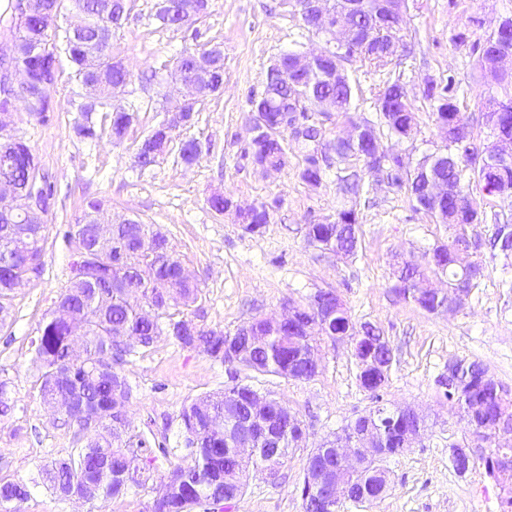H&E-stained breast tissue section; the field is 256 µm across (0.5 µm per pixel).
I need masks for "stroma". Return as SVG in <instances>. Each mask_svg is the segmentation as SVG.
<instances>
[{
  "instance_id": "stroma-1",
  "label": "stroma",
  "mask_w": 512,
  "mask_h": 512,
  "mask_svg": "<svg viewBox=\"0 0 512 512\" xmlns=\"http://www.w3.org/2000/svg\"><path fill=\"white\" fill-rule=\"evenodd\" d=\"M155 2L131 0L130 15L115 38L131 78L114 104L141 107L121 143L107 133L94 140L75 134L79 115L69 106L71 69L66 64L48 91L49 121L28 112L20 100L12 110L14 134L39 156L57 192L44 216V270L15 290L12 323L0 330V381L8 386L12 406L10 415L0 419V478L29 480L40 465L73 446L72 428L38 394L30 340L69 284L68 226L87 200L98 198L107 204L104 220L138 218L168 235L201 290L197 302L184 310L197 325L232 332L251 318L280 315L284 304L305 303L322 289L336 291L354 323L374 324L387 336L394 360L384 398L420 409L428 416V427L411 448L388 459L387 496L373 506L346 503L343 512H503L499 490L484 469L462 476L449 462L452 448L469 441L471 427L451 410L439 380L447 375L449 360L468 358L485 364L512 390V290L501 285L504 258L486 245L477 251L482 277L458 312L433 315L404 300L395 291V258L421 254L450 234L446 225L417 208L406 188L388 184L383 174L354 159L326 169L321 186L314 189L300 176L303 154L277 173L255 168L245 154L249 101L263 93L269 66L296 43L309 49L326 45L323 36L304 31L294 0H212L207 16L180 30L158 26L152 18ZM505 15H512V0H409L402 33L411 54L399 73L417 128L407 138H382L383 149L414 161L443 150L425 97L429 81H454L468 121L478 116L489 89L502 99L512 96V90L496 88L480 69L476 49ZM461 31L467 40L459 44L454 37ZM207 43L224 49V87L200 101L190 123L175 132L179 139H198L199 159L187 165L172 150L151 168L140 169L135 163L139 145L162 119L164 103L178 95L171 79L173 59L185 48ZM347 73L356 84L357 108L351 116L334 112L325 120L329 141L346 134L351 123L379 119L374 97L381 76L355 63ZM352 170L359 171L368 199L345 191L341 179ZM215 194L243 207L265 204L269 224L251 234L234 213L215 215L208 204ZM350 208L356 209L360 223L355 257L307 243L306 225L334 220ZM123 372L132 389V432L152 434L168 449L155 456L153 480L106 502L57 503L38 488L24 512H144L156 495L157 478L191 461L178 439L182 407L236 383L296 412L307 440L276 480L251 474L245 493L228 512H303L298 485L307 450L372 406L356 380L350 350L328 343L322 346L316 376L308 380L231 367L166 338L130 359Z\"/></svg>"
}]
</instances>
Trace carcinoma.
Returning <instances> with one entry per match:
<instances>
[{
	"label": "carcinoma",
	"instance_id": "cac0c4a2",
	"mask_svg": "<svg viewBox=\"0 0 512 512\" xmlns=\"http://www.w3.org/2000/svg\"><path fill=\"white\" fill-rule=\"evenodd\" d=\"M41 11L24 14L23 0H11L10 17L14 22L12 40L16 45L13 57L0 61L4 67L14 66L27 76V93L31 99V111L45 116L50 111L48 99L42 96L43 88L56 82L52 61L66 58L71 65L69 103L73 111L82 116L75 124L76 134L83 139H94L103 131H109L112 140L122 141L134 122L130 110L114 107L113 98L125 92L130 81L127 66L120 56L114 38L122 28L131 9L128 0H43ZM211 0H157L153 19L161 26L181 29L207 16ZM70 9L87 16V26L75 33L70 28L56 25L59 15ZM406 9V0H364L362 18L358 27L370 28L366 39L352 29L345 44L326 51L320 62V75L302 79L295 73L292 85L282 91L277 85V70L291 65V59L279 57L267 72L266 90L271 92L265 106L268 125L264 135L250 138L245 155L253 163L287 168L290 163L288 143L281 135L283 113H304L309 107L330 99L336 103V111L348 114L355 108L356 88L350 79L341 80L337 68L359 62L376 72L386 74V80L376 94L375 106L381 122L361 123L362 136L351 143L331 146L336 163L342 164L355 158L363 160L370 170L382 169L391 184L408 188L416 204L438 224L451 230L448 241L433 247L419 259L404 260L398 266L397 279L408 282L427 280L430 273L446 278L448 287L471 275L472 284L481 277V265L471 253L457 247L459 234L467 218L459 202L471 199L470 187L477 186L488 196L512 198V163L495 173L492 181L482 178L484 157L472 151L457 152L459 143L477 144L467 122L460 115L456 103L454 83L440 87L430 82L425 97L433 101L434 120L447 126L442 136L445 152L426 154L417 162L403 155L383 152L374 158L364 155L363 142L373 139L380 142L382 136L409 137L417 123L415 113L404 92L400 77L391 68L401 64V58L409 55V48L401 34V28L391 25V10ZM512 51V28H492L479 46V64L498 84H512V71L490 69L489 58L500 50ZM210 54L217 59L219 71L214 79L224 76V50L213 45L197 52L186 53L176 61L172 74L185 78L193 73L194 58ZM482 121L489 122L497 112L505 113L496 124L497 129L512 136V98L503 100L488 94L483 101ZM177 125L162 119L151 134L144 139L138 153L137 165L145 170L154 166L158 151H163L172 141ZM324 139L323 128L310 122V128L297 137V143L306 150V166L301 178L309 186L321 185L325 169L331 167L329 156L319 147ZM201 153L195 139L180 142L178 158L186 164L195 161ZM7 174L16 182H27L31 188H41L40 195L49 199L55 195V186L28 143L15 135L0 138V175ZM448 185V199L437 205L426 196L429 182ZM101 199H90L77 222L70 225L66 237L71 255L79 264H69L70 275L82 274L98 283L101 294L116 293L114 283L123 271L114 266L112 250L93 247L94 221L103 210ZM238 217L249 233H258L270 222L265 206L238 211ZM307 242L323 250L334 251L342 256H353L359 243V222L356 210H343L336 220L328 224H308ZM112 240L128 250H138L154 267V277L142 286L145 302L155 307L153 320L137 318L140 302L116 299L110 306L99 304L89 288H80L75 282L62 290L54 305H64L72 313L66 320L49 313L31 340L34 361L39 375L36 380L40 396L55 405L56 410L76 427L78 446L60 458L42 465L37 476L29 482L0 480V512H22V505L39 485L49 489L53 497L65 501L78 492L82 485L93 483L98 487V497L103 500L118 497L131 487H142L150 479L154 457L148 453L151 441L143 433L133 434L128 420V406L132 390L122 373L127 358L151 348L162 336L184 348L196 350L212 359L224 362V337L226 333L202 326L190 330L187 319L180 316V308L194 303L200 294L197 285L180 276L176 261L162 255L169 246L166 235L153 225L131 219L118 224L112 230ZM491 249L504 258L512 256V224L495 225L489 239ZM43 266L28 267L16 264L8 269L0 267V328L11 318L12 293L6 285L11 280H27L42 272ZM349 332L367 346L368 352L385 364H393L390 341L381 331L367 323L352 322L344 303L335 305V314L324 333L313 338L315 342L328 343L338 332ZM83 341L87 354L81 361L69 356V348L76 341ZM308 340L293 327L282 328V335L270 337L264 346L248 349L244 368L284 379L307 380L315 376L308 361L303 358ZM462 365L456 376L444 383V396L456 399V386L469 384L472 397L481 403V410L470 416V421L486 446V455L470 464L469 470L479 464L489 465L499 458H511L512 448L495 444L493 429L512 418V401L499 395L491 384H482L488 368L480 361L461 359ZM390 372H378L364 379L357 377L359 386L370 393L375 406L383 405V390L388 384ZM237 419L250 423L255 418L248 386H237ZM224 415V393L199 397L183 406L180 412L182 444L189 449L192 463L175 466L160 480L157 495L148 512H193L202 506L224 509L221 502L227 497H238L245 492L243 476L265 465L261 457L245 459L227 449L224 439L209 432L211 421ZM264 421L278 430L288 442L287 453L293 455L304 448L307 433L303 421L296 413H288L278 401L262 415ZM325 444L310 450L306 456L304 471L318 466L331 467L340 473L352 502L376 504L389 490L385 460H368L358 468L343 467L334 461L332 454L321 452ZM320 495L315 490L301 487L303 512H321Z\"/></svg>",
	"mask_w": 512,
	"mask_h": 512
}]
</instances>
